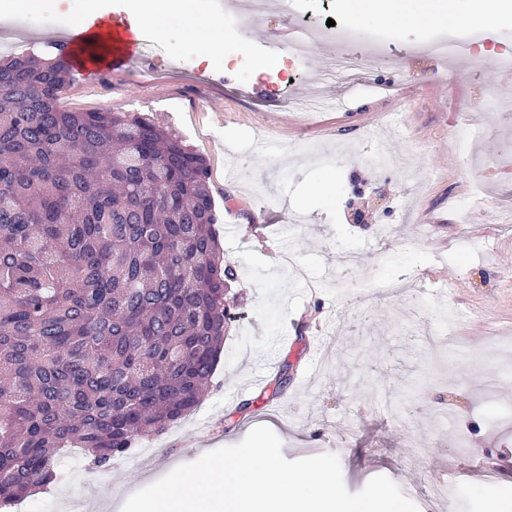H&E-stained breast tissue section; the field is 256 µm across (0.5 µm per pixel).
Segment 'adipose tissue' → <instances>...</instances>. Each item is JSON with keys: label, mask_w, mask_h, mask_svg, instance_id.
Returning a JSON list of instances; mask_svg holds the SVG:
<instances>
[{"label": "adipose tissue", "mask_w": 512, "mask_h": 512, "mask_svg": "<svg viewBox=\"0 0 512 512\" xmlns=\"http://www.w3.org/2000/svg\"><path fill=\"white\" fill-rule=\"evenodd\" d=\"M501 6L502 0H478L477 5L468 10L460 7L459 0H346L352 21L373 20L395 25H479L496 15ZM174 17L194 40L201 60H208L217 52L227 56H242L247 52L246 42L234 44L226 41L222 34L210 32L207 22L184 9L182 0H147L145 17L115 22L104 14L97 24L77 25L81 41L72 58L82 64L91 62L96 55L108 59L114 44L126 47L137 44L142 21H149L161 31Z\"/></svg>", "instance_id": "obj_1"}]
</instances>
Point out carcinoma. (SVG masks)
<instances>
[{"mask_svg": "<svg viewBox=\"0 0 512 512\" xmlns=\"http://www.w3.org/2000/svg\"><path fill=\"white\" fill-rule=\"evenodd\" d=\"M65 61L0 62V507L194 409L224 348L206 159L146 114L61 105Z\"/></svg>", "mask_w": 512, "mask_h": 512, "instance_id": "obj_1", "label": "carcinoma"}]
</instances>
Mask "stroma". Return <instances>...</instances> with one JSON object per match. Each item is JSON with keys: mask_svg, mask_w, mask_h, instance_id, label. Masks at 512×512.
Returning <instances> with one entry per match:
<instances>
[{"mask_svg": "<svg viewBox=\"0 0 512 512\" xmlns=\"http://www.w3.org/2000/svg\"><path fill=\"white\" fill-rule=\"evenodd\" d=\"M143 0H43L71 21L126 18ZM301 23L334 20L377 63L337 76L336 45L310 43L297 80L253 81L255 60L283 50L279 0H260L249 53L199 62L179 28L144 26L137 60L98 76L79 70L65 109L144 112L204 156L217 237L237 279L233 316L200 405L142 447L95 468L63 459L52 490L9 512H91L127 499L175 467L271 428L286 459L340 460L349 492L394 481L419 512H486L512 493V121L476 112L493 54L429 52L465 27L356 23L345 0H291ZM312 109L293 108L295 91ZM474 131L449 140L452 126ZM334 196L310 194L324 173ZM478 193L469 215L452 196ZM405 281L394 294L391 283ZM283 379L275 389L274 379ZM454 477L450 495L430 490Z\"/></svg>", "mask_w": 512, "mask_h": 512, "instance_id": "stroma-1", "label": "stroma"}]
</instances>
